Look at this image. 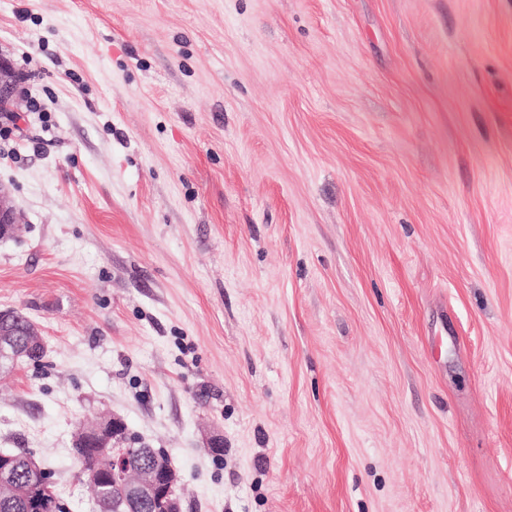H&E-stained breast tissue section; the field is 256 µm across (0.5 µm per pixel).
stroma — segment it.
I'll return each instance as SVG.
<instances>
[{
  "label": "stroma",
  "instance_id": "1",
  "mask_svg": "<svg viewBox=\"0 0 512 512\" xmlns=\"http://www.w3.org/2000/svg\"><path fill=\"white\" fill-rule=\"evenodd\" d=\"M0 452L96 512H512V0H0ZM16 99V80L10 63L0 58V108L13 106ZM22 224L19 214L11 203L9 192L0 186V238L13 235ZM18 323L17 311L0 312V375L5 369L12 367L18 361H22L29 354L38 352L44 346L43 338L35 328H28L23 333H16ZM3 336H17L21 339L27 336L24 342H4ZM126 427L122 420L111 415L102 416L96 423L82 425L73 433L74 444H88L87 448H72L80 465L95 463L98 448L101 450L92 467L82 468L83 480L98 493L99 512H181L177 494L178 476L169 462L168 454L157 448H116L124 441ZM92 446V447H91ZM138 451L146 457L137 474L128 467L131 453ZM110 484L112 501L106 493ZM114 488H121L123 495L117 501ZM145 509V510H144Z\"/></svg>",
  "mask_w": 512,
  "mask_h": 512
}]
</instances>
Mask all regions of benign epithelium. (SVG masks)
<instances>
[{
  "mask_svg": "<svg viewBox=\"0 0 512 512\" xmlns=\"http://www.w3.org/2000/svg\"><path fill=\"white\" fill-rule=\"evenodd\" d=\"M16 80L10 63L0 58V108L14 105ZM21 219L11 203L9 192L0 186V238L14 234ZM18 313L0 312V374L28 355L44 346L36 328L23 332L26 339L21 343L4 342L3 337L16 335ZM126 427L122 420L110 415L102 416L96 423L82 425L73 433V443L88 444L100 449L97 462L81 470L83 480L97 492L99 512H181L177 494L178 476L169 462L168 454L157 448H121ZM138 451L146 457L138 473L128 467L131 453ZM32 473H41L44 467L34 455L22 458L0 453V498L16 495L15 472L18 464ZM123 490L122 499L112 500L106 493V485Z\"/></svg>",
  "mask_w": 512,
  "mask_h": 512,
  "instance_id": "1",
  "label": "benign epithelium"
}]
</instances>
